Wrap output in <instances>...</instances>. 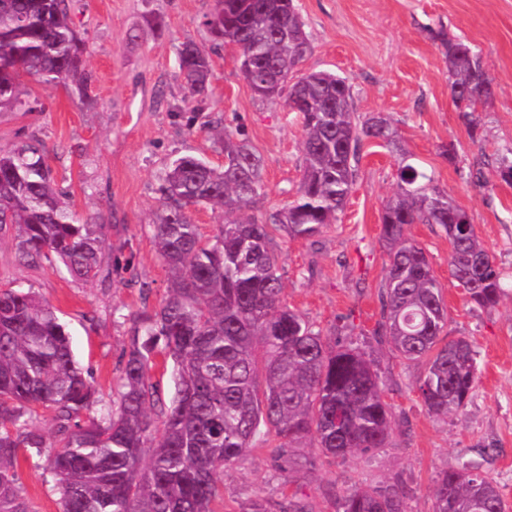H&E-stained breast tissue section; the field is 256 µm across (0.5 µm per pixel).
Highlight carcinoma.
<instances>
[{
    "label": "carcinoma",
    "instance_id": "carcinoma-1",
    "mask_svg": "<svg viewBox=\"0 0 512 512\" xmlns=\"http://www.w3.org/2000/svg\"><path fill=\"white\" fill-rule=\"evenodd\" d=\"M72 0H0V110L22 104L25 77L88 87L85 41L70 23ZM212 40L250 57L240 68L250 88L280 83L278 98L302 119L303 174L293 200L269 222L244 216L258 195L263 160L243 140L219 131L225 162L193 154L172 159L159 176L152 220L157 253L172 274L160 306L130 316L133 334L118 379L119 402L94 410L96 391L76 361L55 310L32 291L0 289V512H32L18 483L21 448L54 449L48 462L61 512H215L224 468L274 443L278 469L307 442L332 460L384 448L396 425L377 371L362 349L330 342L283 302V277L270 229L310 239L343 212L355 184L363 141L390 142L381 116L351 112L347 80L330 71L298 74L310 41L294 0H216L207 17ZM454 101L470 117L494 97L480 56L448 42ZM178 67L188 97L205 94V47L186 41ZM224 214L205 241L189 208ZM437 224L448 235V266L469 299L492 309L506 295L495 257L470 215L432 177L402 161L397 189L382 214L388 248L377 335L410 362H425L418 386L428 413L446 417L474 396L476 351L464 338L441 343L448 324L442 285L430 259L406 234ZM16 229L20 258H55L89 281L121 275L131 259L102 267L106 225L81 220L53 182L44 143L35 137L0 149V230ZM173 363L174 395L163 402L150 370ZM52 421L36 427L37 410ZM434 512H505L497 483L478 461L440 474ZM403 491L369 486L336 497V512H405Z\"/></svg>",
    "mask_w": 512,
    "mask_h": 512
}]
</instances>
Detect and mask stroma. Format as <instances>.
<instances>
[{
    "label": "stroma",
    "mask_w": 512,
    "mask_h": 512,
    "mask_svg": "<svg viewBox=\"0 0 512 512\" xmlns=\"http://www.w3.org/2000/svg\"><path fill=\"white\" fill-rule=\"evenodd\" d=\"M295 4L312 44L304 70L345 77L354 112L386 116L396 136L390 143L364 141L356 184L337 223L308 240L275 232L283 298L323 335L341 334L370 352L399 426L387 447L344 460L302 444L292 451L297 467L286 473L267 450L256 449L221 474L223 512H245L255 499L280 505L294 492L309 512H336L329 487L391 484L404 490L406 512H433L436 476L479 448L491 449L485 467L512 504V292L495 309L474 305L454 285L440 226H408L443 287L444 340L466 338L477 353L476 393L446 417L429 414L421 402L423 364L402 360L374 334L388 264L382 214L405 157L471 215L512 289V182L495 163L512 148V0ZM214 7L215 0H73L71 20L88 50V101L64 85L28 79L25 107L0 112V147L41 139L55 183L78 216L106 225L104 263L117 247L133 258L123 278L82 282L55 259L20 263L14 229L0 232V288L32 290L55 309L102 407L118 398L130 315L158 308L167 294L170 274L151 226L166 164L194 154L223 165L224 150L210 134L214 124L245 139L264 161L262 187L246 210L260 221L287 205L302 177L299 117L255 95L236 52L214 46L205 24ZM186 41L208 47L212 69L205 96L192 102L177 61ZM450 41L470 45L493 78L494 99L474 127L451 97ZM44 462L20 449V481L34 512H60V493Z\"/></svg>",
    "instance_id": "obj_1"
}]
</instances>
